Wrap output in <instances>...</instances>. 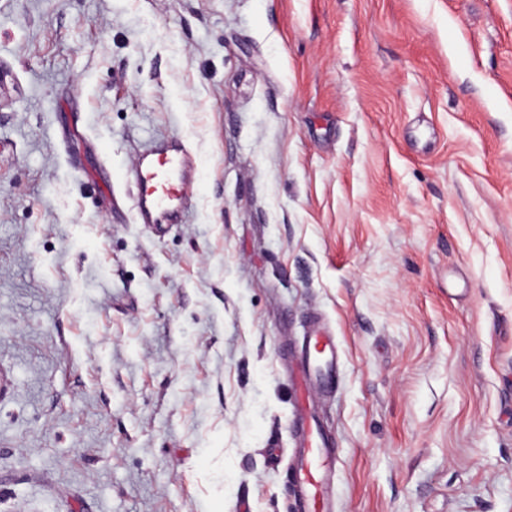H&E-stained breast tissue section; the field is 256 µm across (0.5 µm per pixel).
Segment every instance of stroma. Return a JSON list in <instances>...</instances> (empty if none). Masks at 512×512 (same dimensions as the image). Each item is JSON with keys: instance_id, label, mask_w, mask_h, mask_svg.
Here are the masks:
<instances>
[{"instance_id": "1", "label": "stroma", "mask_w": 512, "mask_h": 512, "mask_svg": "<svg viewBox=\"0 0 512 512\" xmlns=\"http://www.w3.org/2000/svg\"><path fill=\"white\" fill-rule=\"evenodd\" d=\"M314 319L336 512H512V0H0V512H293ZM189 155L179 139L145 152L135 175L137 224H175L180 218L183 172Z\"/></svg>"}]
</instances>
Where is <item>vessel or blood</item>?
Returning <instances> with one entry per match:
<instances>
[{
	"label": "vessel or blood",
	"mask_w": 512,
	"mask_h": 512,
	"mask_svg": "<svg viewBox=\"0 0 512 512\" xmlns=\"http://www.w3.org/2000/svg\"><path fill=\"white\" fill-rule=\"evenodd\" d=\"M189 155L174 139L145 152L135 175L138 183L136 221L140 224H173L180 217L183 172ZM336 342L324 329L310 327L290 369L301 396L293 422L299 446L293 451V486L296 512H333L331 495L339 458L336 442L327 434L314 393L333 388L337 378Z\"/></svg>",
	"instance_id": "vessel-or-blood-1"
}]
</instances>
